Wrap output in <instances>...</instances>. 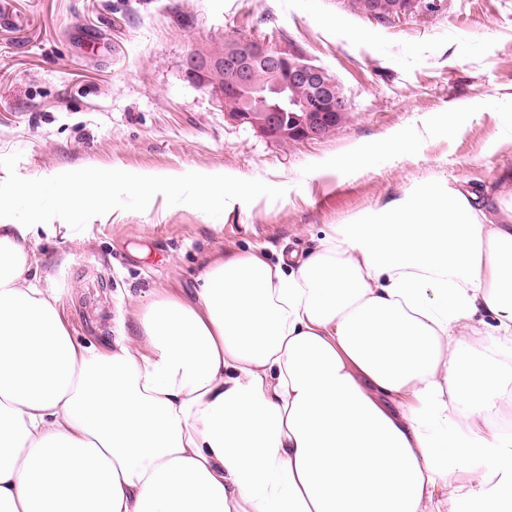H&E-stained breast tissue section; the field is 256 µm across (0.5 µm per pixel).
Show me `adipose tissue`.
Returning <instances> with one entry per match:
<instances>
[{
	"label": "adipose tissue",
	"instance_id": "obj_1",
	"mask_svg": "<svg viewBox=\"0 0 512 512\" xmlns=\"http://www.w3.org/2000/svg\"><path fill=\"white\" fill-rule=\"evenodd\" d=\"M153 173L65 172L0 201V512H512V178L429 180L305 254L205 262L111 346L76 342L30 238ZM224 205L220 170L169 175Z\"/></svg>",
	"mask_w": 512,
	"mask_h": 512
}]
</instances>
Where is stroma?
Returning a JSON list of instances; mask_svg holds the SVG:
<instances>
[{"instance_id": "stroma-1", "label": "stroma", "mask_w": 512, "mask_h": 512, "mask_svg": "<svg viewBox=\"0 0 512 512\" xmlns=\"http://www.w3.org/2000/svg\"><path fill=\"white\" fill-rule=\"evenodd\" d=\"M0 26V199L65 170L149 171L110 210L31 246L73 336L99 347L121 309L192 299L203 257L306 252L341 224L431 178L484 186L512 170L486 100H512V0H440L392 25L349 0H6ZM293 44L353 110L328 138L282 144L226 120L184 61L211 39ZM388 143L374 166L358 147ZM223 171L234 197L203 212L165 176Z\"/></svg>"}]
</instances>
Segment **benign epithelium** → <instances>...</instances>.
Here are the masks:
<instances>
[{
    "instance_id": "1",
    "label": "benign epithelium",
    "mask_w": 512,
    "mask_h": 512,
    "mask_svg": "<svg viewBox=\"0 0 512 512\" xmlns=\"http://www.w3.org/2000/svg\"><path fill=\"white\" fill-rule=\"evenodd\" d=\"M421 0H371L362 15L393 24ZM263 80H255L256 72ZM185 74L224 108L228 121L278 142L318 141L330 136L352 111V103L327 70L288 49L251 36L195 47Z\"/></svg>"
}]
</instances>
